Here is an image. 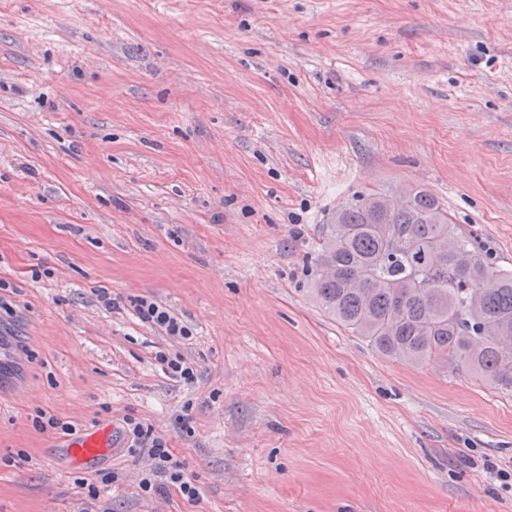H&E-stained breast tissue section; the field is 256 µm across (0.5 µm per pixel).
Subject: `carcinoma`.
<instances>
[{
	"label": "carcinoma",
	"instance_id": "obj_1",
	"mask_svg": "<svg viewBox=\"0 0 512 512\" xmlns=\"http://www.w3.org/2000/svg\"><path fill=\"white\" fill-rule=\"evenodd\" d=\"M372 192L336 212L313 290L348 330L411 364L444 359L512 397V271L489 275L437 200Z\"/></svg>",
	"mask_w": 512,
	"mask_h": 512
}]
</instances>
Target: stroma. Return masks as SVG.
<instances>
[{
	"label": "stroma",
	"mask_w": 512,
	"mask_h": 512,
	"mask_svg": "<svg viewBox=\"0 0 512 512\" xmlns=\"http://www.w3.org/2000/svg\"><path fill=\"white\" fill-rule=\"evenodd\" d=\"M414 188L512 270V0H0V512L79 510L40 409L152 425L201 493L123 447L104 512H512V398L311 292L337 209ZM136 312L143 321L157 327L173 342L184 343L193 336L192 329L173 311L155 301L140 299L136 304ZM157 358L163 364H166L167 369L170 370L169 373L174 377L180 379L185 384L194 383L196 379L194 369L186 363L182 355L176 353L173 358H170L165 352H160Z\"/></svg>",
	"instance_id": "35a3bbf8"
}]
</instances>
